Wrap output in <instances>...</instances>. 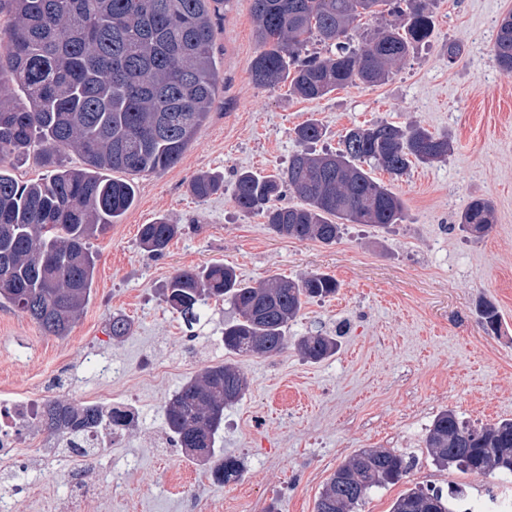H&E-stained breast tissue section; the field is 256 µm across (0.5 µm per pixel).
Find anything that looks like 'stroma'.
<instances>
[{
  "instance_id": "stroma-1",
  "label": "stroma",
  "mask_w": 512,
  "mask_h": 512,
  "mask_svg": "<svg viewBox=\"0 0 512 512\" xmlns=\"http://www.w3.org/2000/svg\"><path fill=\"white\" fill-rule=\"evenodd\" d=\"M512 0H437L428 43L385 82L357 84L318 100L286 85H256L259 52L251 0H225L214 18V52L224 85L217 106L175 166L136 176V200L118 224L93 240L94 294L68 336L45 335L29 317L0 308V406L59 398L138 412L136 425L72 468L61 442L37 426L22 428L14 458L0 461V502L8 512H313L336 468L359 450L391 448L411 458L403 481L372 492L359 512H390L407 488L450 491L471 501L506 479L437 468L423 440L440 410L485 426L512 419V71L493 47ZM463 48L449 64V43ZM321 123L317 150L336 149L355 125L417 123L448 136L446 161L375 178L403 198L404 221L347 225L333 245L272 233L261 214L234 200L235 175L287 166L299 149L294 130ZM218 172L224 189L206 200L188 189L192 175ZM494 206L479 238L458 227L471 198ZM182 225L166 254L153 258L138 241L158 218ZM220 262L255 283L274 275L336 278V295L309 301L288 330L326 333L340 348L305 361L295 348L238 358L250 387L224 411L218 441L243 463L240 478L215 483L173 446L165 400L190 376L226 358L224 324L236 313L214 304L187 327L160 290L179 269ZM500 314L486 331L480 301ZM133 323L114 341L113 313Z\"/></svg>"
}]
</instances>
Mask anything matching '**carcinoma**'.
<instances>
[{
  "label": "carcinoma",
  "mask_w": 512,
  "mask_h": 512,
  "mask_svg": "<svg viewBox=\"0 0 512 512\" xmlns=\"http://www.w3.org/2000/svg\"><path fill=\"white\" fill-rule=\"evenodd\" d=\"M434 0H251L261 51L251 65L260 86L290 83V92L317 100L338 88L386 81L433 32ZM223 0H0V307L35 321L47 336L64 337L90 300L97 253L91 240L105 233L133 205L130 177L164 171L207 121L223 77L213 52V19ZM395 15V24L355 34L364 15ZM317 40L325 56L306 54ZM500 67L512 70V14L494 45ZM303 149L275 175L243 171L234 199L245 212L264 215L275 234L336 243L343 225L387 227L405 217L403 199L371 176L380 169L405 174L414 164L446 159L450 142L418 124L384 121L355 126L342 149L317 154L311 144L323 127L310 120L295 129ZM80 162H67L68 152ZM34 158L50 169L20 182L12 169ZM222 177L200 172L190 192L217 194ZM297 202L285 201L287 195ZM493 206L471 200L459 216L461 230L483 235ZM179 225L161 218L139 229L141 248L164 254ZM336 279L310 273L297 280L273 276L254 285L219 263L176 271L163 301L193 325L212 300L238 314L224 326V350L232 355H278L296 347L317 363L336 353V338L288 336V324L306 303L336 293ZM132 332L122 313L112 314V339ZM248 388L238 366L224 361L187 379L166 401L164 422L175 446L192 459L215 463L225 483L242 474L239 460L217 448L224 409ZM130 409L50 400L40 424L69 448L85 431L133 424ZM434 464L489 476H512V419L472 427L455 411L436 414L424 439ZM412 468L388 448L363 449L329 479L315 512H357L374 490L399 483ZM457 498L414 486L391 512H455Z\"/></svg>",
  "instance_id": "1"
}]
</instances>
